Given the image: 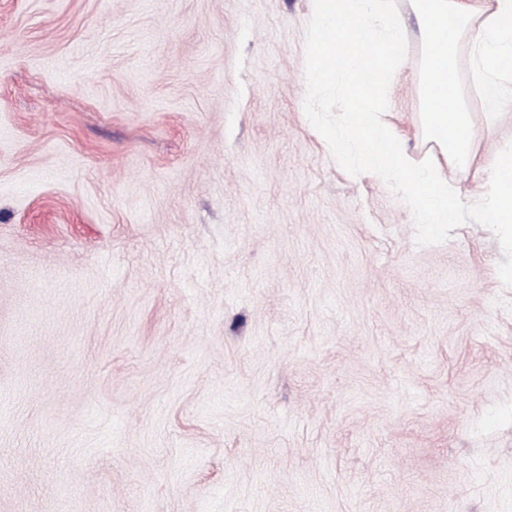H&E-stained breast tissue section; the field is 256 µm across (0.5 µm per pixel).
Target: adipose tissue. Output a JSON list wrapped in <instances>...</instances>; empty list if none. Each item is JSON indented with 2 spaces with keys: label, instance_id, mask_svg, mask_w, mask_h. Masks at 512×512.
Returning <instances> with one entry per match:
<instances>
[{
  "label": "adipose tissue",
  "instance_id": "ef3b65f1",
  "mask_svg": "<svg viewBox=\"0 0 512 512\" xmlns=\"http://www.w3.org/2000/svg\"><path fill=\"white\" fill-rule=\"evenodd\" d=\"M316 24L308 56L309 96L342 87L348 111L315 125L317 138L345 155L361 151L352 176L390 184L419 224H452L463 205L452 174L479 167L467 111L454 77L459 40H468L486 76L484 102L496 114L504 91L494 74L512 58V0H410L423 50L415 81L419 145L409 146L390 111V90L405 57L407 23L392 0H312ZM492 195L485 223L512 228V140L500 145L487 172Z\"/></svg>",
  "mask_w": 512,
  "mask_h": 512
}]
</instances>
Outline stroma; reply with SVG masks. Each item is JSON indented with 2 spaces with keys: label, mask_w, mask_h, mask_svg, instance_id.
I'll return each mask as SVG.
<instances>
[{
  "label": "stroma",
  "mask_w": 512,
  "mask_h": 512,
  "mask_svg": "<svg viewBox=\"0 0 512 512\" xmlns=\"http://www.w3.org/2000/svg\"><path fill=\"white\" fill-rule=\"evenodd\" d=\"M313 23L0 0V512H512V230L350 175ZM455 74L490 165L512 99Z\"/></svg>",
  "instance_id": "1"
}]
</instances>
